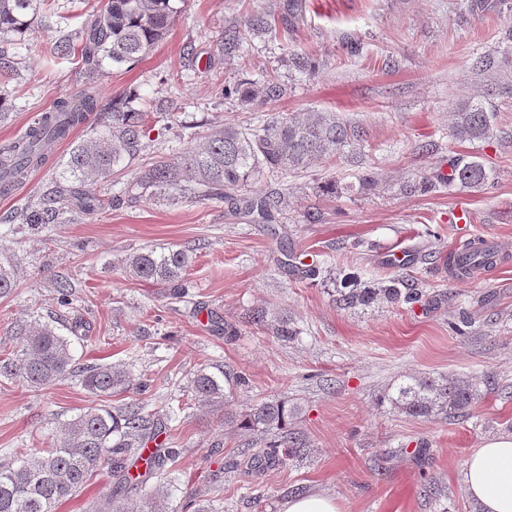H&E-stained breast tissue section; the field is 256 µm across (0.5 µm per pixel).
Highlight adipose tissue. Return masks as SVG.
<instances>
[{"label": "adipose tissue", "mask_w": 512, "mask_h": 512, "mask_svg": "<svg viewBox=\"0 0 512 512\" xmlns=\"http://www.w3.org/2000/svg\"><path fill=\"white\" fill-rule=\"evenodd\" d=\"M463 483L481 512H512V435L486 438L467 459Z\"/></svg>", "instance_id": "1"}]
</instances>
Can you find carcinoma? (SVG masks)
<instances>
[{"mask_svg":"<svg viewBox=\"0 0 512 512\" xmlns=\"http://www.w3.org/2000/svg\"><path fill=\"white\" fill-rule=\"evenodd\" d=\"M41 0H0V65L9 63L6 46L12 37L31 32ZM177 13L172 0H107L103 10L77 30L81 58L89 82L80 91L59 100L53 110L34 119L25 138L0 149V189L12 188L18 178L45 160V145L65 139L70 131L93 122L87 138L77 142L65 164V173L80 183L94 185L110 178L138 158L144 149L146 126L151 112L132 101H112L103 108L95 91L103 75L104 63H131L152 51L167 36ZM269 31L271 24L261 14H254L243 27L230 28L221 37L224 46L237 47L252 31ZM236 94L246 104L276 102L286 88L273 79L242 82L225 90ZM452 134L459 141L485 140L493 135L492 113L483 103L469 97L456 104ZM187 140L182 161L170 163L161 158L143 166L137 175L123 183L113 196V203L149 198L190 197L212 203H226L230 208L253 217L258 224H272L276 215L288 206V196L280 192H261L249 186L272 180L307 167L312 161L330 160L347 147L354 146L357 135L334 112L290 113L266 118L255 125L238 128L215 126L203 139L198 133L180 135ZM489 174L477 161L462 158L448 160V173L437 174L413 183L409 191L421 195L445 184L479 187L487 184ZM105 208V200L95 191L85 190L81 209L94 212ZM28 224L43 228L59 223V211L51 196L44 195L26 213ZM491 252L466 251L448 255V266L463 270L491 267ZM190 257L181 249H141L126 258L125 273L140 280H152L169 288L179 298L188 287L184 272ZM57 302L62 309H72L68 280L56 278ZM16 288L11 266L0 264V297ZM422 289L393 277L367 288L336 289V305L342 309L368 307L379 301L411 308L422 302ZM15 335L21 346L12 356L0 360V376L21 381L35 389H46L68 376L75 377L87 392L112 398L134 386L129 374L110 364L75 365L70 341L56 325L49 322L18 321ZM244 379L220 380L200 369L191 380L192 391L201 400L224 399V386L234 388ZM478 398L474 385L463 378L404 377L387 400L401 412L425 419L450 418L465 412ZM293 415L286 402L267 397L252 405L242 415L241 428L268 436L265 446L248 449L250 466L260 468L281 463L295 456L303 447L293 436L288 419ZM168 424L132 401L112 409L89 406L79 410L65 424L64 436L44 453L20 455L0 465V512H56L60 503L79 493L101 467L109 469L112 497L97 512H166V493L156 489L129 500V493L140 489L162 474L180 455L177 448H159L145 460V471L133 475L130 466L140 457L146 444Z\"/></svg>","mask_w":512,"mask_h":512,"instance_id":"1","label":"carcinoma"}]
</instances>
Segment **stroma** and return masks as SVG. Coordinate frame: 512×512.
I'll list each match as a JSON object with an SVG mask.
<instances>
[{
    "instance_id": "1",
    "label": "stroma",
    "mask_w": 512,
    "mask_h": 512,
    "mask_svg": "<svg viewBox=\"0 0 512 512\" xmlns=\"http://www.w3.org/2000/svg\"><path fill=\"white\" fill-rule=\"evenodd\" d=\"M102 3L54 0L12 46L17 74L0 97L11 114L0 123V145L85 84L79 53L58 58L53 44ZM175 5L167 37L141 60L110 67L101 82L106 104L123 96L170 104V118L149 121L141 162L175 156L184 125L203 133L311 111L357 127L359 157L318 161L273 181L288 194L273 229L191 199L127 202L89 216L77 205L80 184L61 177L73 143L90 131L76 128L46 147L47 168L0 195V263L17 275L14 293L0 298V351L17 344L9 334L15 320L58 314L55 278L68 276L87 327L85 338L71 340L75 358L149 380V389L130 390L124 401L171 420L159 441L181 454L151 481L166 491L168 512H187L194 498L215 512H283L297 491L334 499L340 512H477L464 490V464L486 438L512 434V42L503 38L512 10H474L470 0H302L292 19L288 0ZM257 13L275 19V31L224 53L222 31ZM294 54L308 55L312 70L293 69ZM487 55L496 67L483 72L478 63ZM268 74L288 87L278 102L245 105L221 94L223 85ZM466 96L491 110V138L452 137L455 104ZM455 155L481 162L490 184L402 193L405 182L447 171ZM365 174L375 176L373 186H359ZM332 178L344 192L323 194ZM51 192L61 223L46 230L22 223L29 201ZM457 209L469 211L467 223H449ZM311 212L318 222L307 221ZM481 237L491 241L496 264L464 281L451 278L448 254ZM145 247L188 252L185 297L125 273L123 259ZM287 248L304 263L326 264L329 279L288 268ZM398 252L404 260L396 265ZM398 275L424 288L425 304L344 310L333 301L336 280L362 288ZM255 308L265 309L264 324L249 323ZM462 316L471 323L465 336L448 327ZM219 321L237 336L217 331ZM284 321L296 329L293 339L277 336ZM203 367L245 383L223 403L198 401L190 381ZM406 374L464 378L480 395L467 416L414 418L383 400ZM274 395L295 408L292 426L308 454L252 471L241 466L242 454L262 441L239 419ZM95 402L74 379L36 390L0 378V464L47 447L76 409ZM231 459L237 468H225ZM111 491L109 470L99 469L58 512H94Z\"/></svg>"
}]
</instances>
